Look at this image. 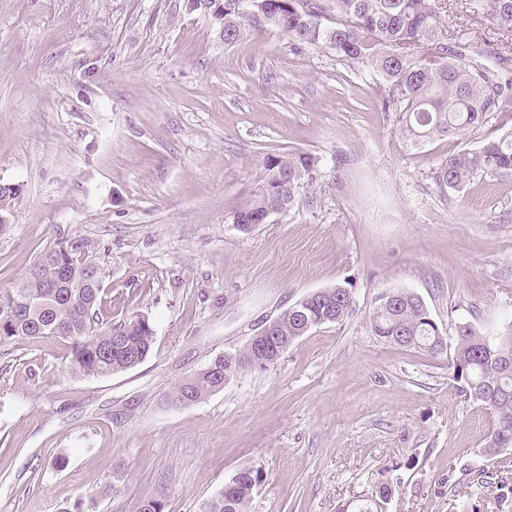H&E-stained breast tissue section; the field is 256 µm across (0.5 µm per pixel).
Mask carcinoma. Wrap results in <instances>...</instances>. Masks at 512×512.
I'll list each match as a JSON object with an SVG mask.
<instances>
[{"instance_id": "obj_1", "label": "carcinoma", "mask_w": 512, "mask_h": 512, "mask_svg": "<svg viewBox=\"0 0 512 512\" xmlns=\"http://www.w3.org/2000/svg\"><path fill=\"white\" fill-rule=\"evenodd\" d=\"M267 22L239 12L224 0V42H237L248 29L275 28L302 44L325 48L351 64H369L385 83L382 111L402 113L410 148L419 150L440 137H461L489 127L491 121L512 112V85L503 83L490 67L478 62L466 45L448 49V27L441 0H260ZM502 35L512 34V0H478ZM309 157L271 155L264 163L262 184L275 172L288 174V194L279 196L282 212L293 206ZM512 177V131L496 127L481 144L448 155L436 172L440 186L463 189L477 175ZM265 199L256 193L233 217L244 221L263 211ZM89 242L73 237L41 251L28 274L14 287L0 291V343L14 338L59 339L69 343L67 366L82 376H109L132 369L131 361L145 359L153 348L154 331L146 316L112 320L102 317L101 267ZM336 313L346 316L352 297L345 288H329ZM374 335L390 342L402 336L404 347L435 356L436 346L448 345L427 306L417 296H404L397 305L386 298L372 313ZM120 336V345L112 337ZM512 354V338L493 343L470 324L458 326L454 345L447 352L448 369L456 388L477 401L493 418L483 452L490 457L512 450V371L498 355ZM218 377L205 366L183 378L172 390L174 399L202 402L217 392ZM480 488H493L497 502L512 499V481L505 474L512 462L504 459L495 469L472 465ZM261 482L260 471L247 467L234 474L230 490L204 502L200 512H248ZM393 485L382 483L369 503L345 512H386Z\"/></svg>"}]
</instances>
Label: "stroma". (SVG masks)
Listing matches in <instances>:
<instances>
[{
  "instance_id": "1",
  "label": "stroma",
  "mask_w": 512,
  "mask_h": 512,
  "mask_svg": "<svg viewBox=\"0 0 512 512\" xmlns=\"http://www.w3.org/2000/svg\"><path fill=\"white\" fill-rule=\"evenodd\" d=\"M461 38L489 30L448 0ZM385 83L281 32L224 42L186 0H0V290L39 252L86 238L113 319L147 316L145 361L71 375L68 345H0V512H199L243 467L249 512H337L399 462L387 512H467L461 468L493 417L458 393L446 356L370 326L389 291L421 297L443 336H512V178L444 189L448 154L481 133L406 145ZM270 155L311 157L293 207L245 233L230 221ZM347 289L348 316L189 407L168 397L243 350L305 295Z\"/></svg>"
}]
</instances>
